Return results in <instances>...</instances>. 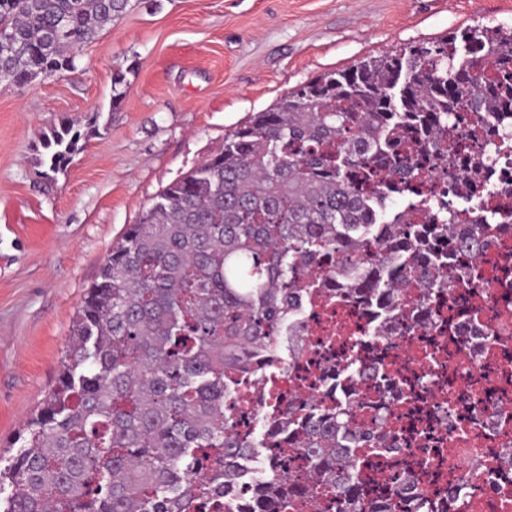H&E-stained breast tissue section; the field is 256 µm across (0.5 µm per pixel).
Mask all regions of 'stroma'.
<instances>
[{"label":"stroma","mask_w":512,"mask_h":512,"mask_svg":"<svg viewBox=\"0 0 512 512\" xmlns=\"http://www.w3.org/2000/svg\"><path fill=\"white\" fill-rule=\"evenodd\" d=\"M477 25H512V0H131L75 70L0 85V456L17 454L88 287L163 188L324 72ZM66 119L81 148L45 175L40 135Z\"/></svg>","instance_id":"obj_1"}]
</instances>
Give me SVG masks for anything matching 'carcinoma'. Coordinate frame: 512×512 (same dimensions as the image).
Listing matches in <instances>:
<instances>
[{"label":"carcinoma","instance_id":"1","mask_svg":"<svg viewBox=\"0 0 512 512\" xmlns=\"http://www.w3.org/2000/svg\"><path fill=\"white\" fill-rule=\"evenodd\" d=\"M130 0H0V84L23 87L76 67L77 52ZM494 64L484 75L485 64ZM113 76L111 107L124 100ZM512 113V26H475L432 44L329 71L283 96L169 184L126 228L88 288L55 389L0 466V512H203L220 508L212 474L233 481L256 453L224 413L232 376L270 349L314 272L338 277L359 258L360 230L386 251L429 260L427 293L454 271L433 250L450 224L395 236L389 203L415 179L414 152L455 168L460 127ZM64 121L44 136L56 173L79 151ZM386 162L387 199L350 171ZM389 267L376 287L400 306ZM350 413L309 417L283 453L302 461L301 487L269 470L250 512H294L329 489L356 512L361 474L353 445L336 440Z\"/></svg>","mask_w":512,"mask_h":512}]
</instances>
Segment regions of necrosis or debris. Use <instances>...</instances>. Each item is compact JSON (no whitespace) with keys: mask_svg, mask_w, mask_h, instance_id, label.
Segmentation results:
<instances>
[{"mask_svg":"<svg viewBox=\"0 0 512 512\" xmlns=\"http://www.w3.org/2000/svg\"><path fill=\"white\" fill-rule=\"evenodd\" d=\"M487 156L469 195H461L433 153L417 163L432 203L409 198L401 207L407 222L440 224L482 239L480 249L455 251L450 267L475 268L431 300H423L424 261L380 253L375 239L356 278L372 285L381 266L410 270L399 280L403 310L351 303L326 280L313 295H300L288 317L299 351L251 355L249 371L237 374L235 395L224 402L239 430L255 443L272 442L276 421L291 415L303 422L313 410L332 415L348 409L349 424L376 437L375 447H411L429 467L444 465L442 485L395 469L403 494L388 512H512V140L497 119L475 137L463 139L460 168ZM391 344L382 360L365 352L380 335ZM268 454L246 459L238 481L223 492L231 512H245L268 468Z\"/></svg>","mask_w":512,"mask_h":512,"instance_id":"1","label":"necrosis or debris"}]
</instances>
